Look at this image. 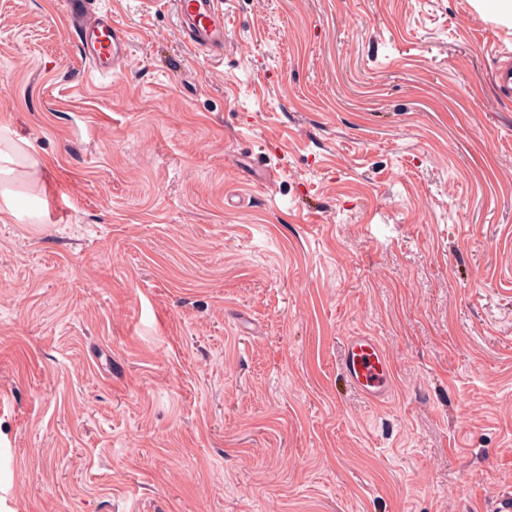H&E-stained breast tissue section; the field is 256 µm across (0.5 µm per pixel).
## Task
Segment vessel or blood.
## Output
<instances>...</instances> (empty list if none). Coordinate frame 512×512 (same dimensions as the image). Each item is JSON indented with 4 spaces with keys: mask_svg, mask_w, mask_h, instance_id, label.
Returning a JSON list of instances; mask_svg holds the SVG:
<instances>
[{
    "mask_svg": "<svg viewBox=\"0 0 512 512\" xmlns=\"http://www.w3.org/2000/svg\"><path fill=\"white\" fill-rule=\"evenodd\" d=\"M69 27L78 35L89 71L109 77L129 63L127 34L110 15L93 7L91 0H60ZM183 36L194 45L217 51L224 48V15L216 0H178ZM351 386L376 404L388 399L392 369L376 337H348L342 358Z\"/></svg>",
    "mask_w": 512,
    "mask_h": 512,
    "instance_id": "obj_1",
    "label": "vessel or blood"
}]
</instances>
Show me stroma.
Masks as SVG:
<instances>
[{
    "instance_id": "1",
    "label": "stroma",
    "mask_w": 512,
    "mask_h": 512,
    "mask_svg": "<svg viewBox=\"0 0 512 512\" xmlns=\"http://www.w3.org/2000/svg\"><path fill=\"white\" fill-rule=\"evenodd\" d=\"M0 0L9 512H490L512 491V28L472 0ZM38 160L30 169V160ZM377 337L378 406L340 367ZM69 27L78 35L88 70L101 77H112L129 63V40L108 14L91 0H60ZM92 6V7H91ZM183 36L194 45L224 51V14L215 0H178Z\"/></svg>"
}]
</instances>
